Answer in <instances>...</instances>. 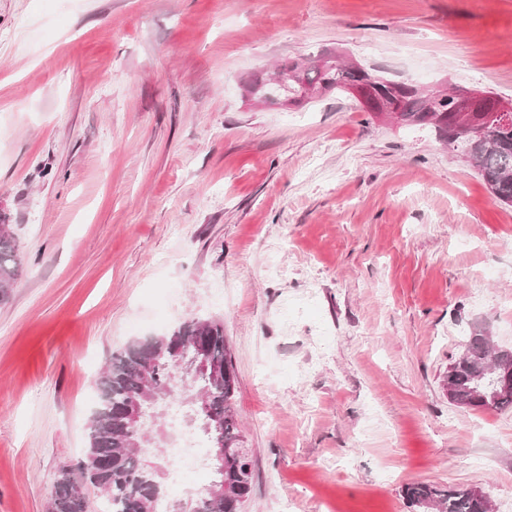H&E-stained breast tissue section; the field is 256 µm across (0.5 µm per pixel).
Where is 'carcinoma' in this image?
I'll list each match as a JSON object with an SVG mask.
<instances>
[{
    "label": "carcinoma",
    "instance_id": "obj_1",
    "mask_svg": "<svg viewBox=\"0 0 512 512\" xmlns=\"http://www.w3.org/2000/svg\"><path fill=\"white\" fill-rule=\"evenodd\" d=\"M365 71L346 64L322 63L305 71L307 84L320 90L340 91L360 84ZM281 90L277 83L256 79L251 83L253 97L262 102L272 100ZM391 108L400 111L407 122L434 128L448 143L468 152L469 159L491 191L504 203H512V125H501L489 114L476 116L475 124L452 140L447 128L436 119L448 118L455 108L451 94L427 106L414 92L380 84L371 109ZM21 259L8 224H0V302L8 299L7 288L18 276ZM203 339L218 372H202L192 362L194 344ZM468 349L448 364L446 386L455 392L459 407L478 410L512 408V392L495 400H484L476 389L480 381H489L492 366H512V352L495 353L484 346L478 336H467ZM192 369L199 399L195 413L203 431L215 430L209 414L219 415L224 423V447L234 457L224 462V473L214 480L224 481V493L213 499L196 498L190 512H240L252 485H240L241 478H253L252 462L242 448L241 430L232 410L236 375L228 358L224 325L215 320L191 319L172 331L155 336L143 344H126L112 354L109 365L96 380L97 400L90 413L88 447L73 465L61 470L52 493L48 512H96L84 488L92 485L101 499L112 504V512H160L165 492L154 468L145 463L140 452L143 433H132L126 408L136 401L146 418H151L163 396L173 391L175 370ZM410 507L422 512H490L489 501L473 496L464 486L438 487L425 483L410 484L403 489Z\"/></svg>",
    "mask_w": 512,
    "mask_h": 512
}]
</instances>
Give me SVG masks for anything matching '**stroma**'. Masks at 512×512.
I'll return each instance as SVG.
<instances>
[{
    "instance_id": "35a3bbf8",
    "label": "stroma",
    "mask_w": 512,
    "mask_h": 512,
    "mask_svg": "<svg viewBox=\"0 0 512 512\" xmlns=\"http://www.w3.org/2000/svg\"><path fill=\"white\" fill-rule=\"evenodd\" d=\"M343 54L512 101V0H0V512H47L113 352L219 320L253 482L241 512H410L414 483L512 512V411L443 381L473 325L512 349V206L428 127L346 91L250 99ZM205 442L160 409L141 451ZM21 259L10 224H0V302L8 299L10 288L18 276Z\"/></svg>"
}]
</instances>
